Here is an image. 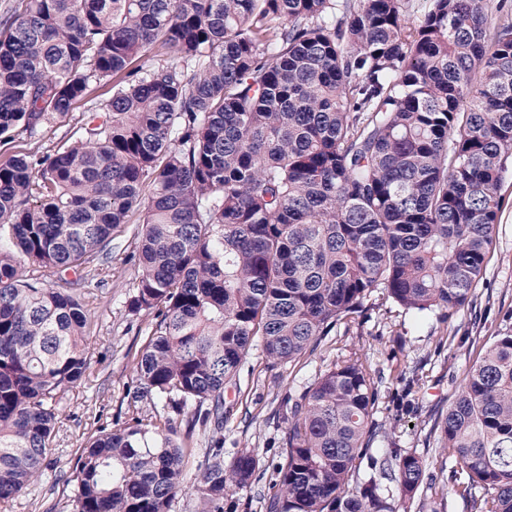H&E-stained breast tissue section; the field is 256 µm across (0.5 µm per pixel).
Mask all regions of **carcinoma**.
I'll return each instance as SVG.
<instances>
[{
  "instance_id": "cac0c4a2",
  "label": "carcinoma",
  "mask_w": 512,
  "mask_h": 512,
  "mask_svg": "<svg viewBox=\"0 0 512 512\" xmlns=\"http://www.w3.org/2000/svg\"><path fill=\"white\" fill-rule=\"evenodd\" d=\"M27 0L0 27V143L106 108L51 155L0 164V503L52 470L60 404L87 377L82 288L134 230L133 313L153 315L132 398L77 455L72 512H171L187 441L224 423L254 343L289 363L375 290L425 319L471 302L512 161V0ZM377 400L359 359L291 406L266 512H397L420 457L356 478ZM463 497L512 512V332L434 423ZM258 461L218 439L190 489L237 512Z\"/></svg>"
}]
</instances>
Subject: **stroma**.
Here are the masks:
<instances>
[{
    "label": "stroma",
    "mask_w": 512,
    "mask_h": 512,
    "mask_svg": "<svg viewBox=\"0 0 512 512\" xmlns=\"http://www.w3.org/2000/svg\"><path fill=\"white\" fill-rule=\"evenodd\" d=\"M111 96L100 87L77 102L65 122L43 129L36 137L21 134L0 146V161L17 151L54 153L69 141L89 112L102 110ZM500 193L504 206L485 258V270L471 294L469 306L446 321H421L374 291L362 313L342 320L319 337L305 356L285 364L269 361L261 347L243 360L236 381L224 391L233 411L224 421V457L238 449H253L259 478L240 491L238 512H266L276 477L270 464L282 448L288 429V399L301 394L325 371L359 356L378 390L373 424L376 437L368 454L390 457L393 448L419 456L425 479L419 501L437 512H476L469 499L451 490L458 459L437 447L432 428L465 382L470 367L494 336L512 331V175ZM138 217L112 234V260L105 264L101 286L91 287L84 301L95 326L86 346L89 372L70 390L62 405L57 446L53 452L56 478L45 479L35 493L18 497L0 512H70L69 476L76 455L98 427L124 420L133 406V365L151 328L146 313H132L126 300L137 276L131 255L132 230Z\"/></svg>",
    "instance_id": "stroma-1"
}]
</instances>
